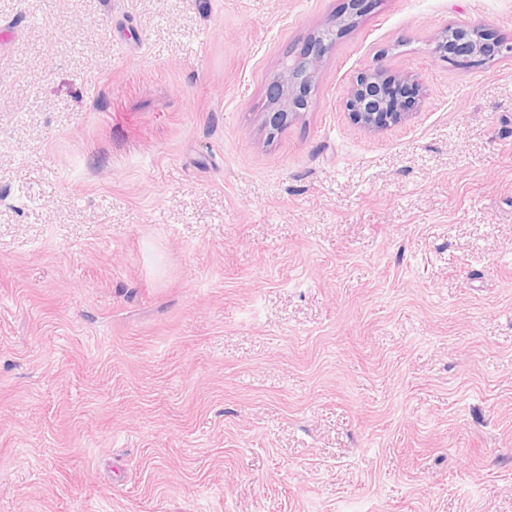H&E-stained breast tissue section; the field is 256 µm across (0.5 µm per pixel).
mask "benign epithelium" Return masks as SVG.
<instances>
[{
  "instance_id": "7a95c632",
  "label": "benign epithelium",
  "mask_w": 512,
  "mask_h": 512,
  "mask_svg": "<svg viewBox=\"0 0 512 512\" xmlns=\"http://www.w3.org/2000/svg\"><path fill=\"white\" fill-rule=\"evenodd\" d=\"M371 2L347 0L345 12L336 17L334 27L312 35L296 55L283 62L281 72L266 89L269 111L264 113V126L269 135L309 108L311 84L335 36L353 26ZM433 53L454 66L475 68L497 57L511 56L512 44L480 24H454L436 38ZM416 95L417 87L410 79L376 71L357 79L346 107L354 123L379 130L401 122Z\"/></svg>"
}]
</instances>
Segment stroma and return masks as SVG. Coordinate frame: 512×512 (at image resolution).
Segmentation results:
<instances>
[{
    "mask_svg": "<svg viewBox=\"0 0 512 512\" xmlns=\"http://www.w3.org/2000/svg\"><path fill=\"white\" fill-rule=\"evenodd\" d=\"M0 0V512H512V0ZM421 87L402 124L360 74ZM373 0H348L345 12L336 17L334 28L313 34L301 50L283 62L281 72L266 89L269 112L264 114V126L274 135L288 125L300 112L309 108L311 84L324 57L332 48L335 36L353 26ZM433 53L454 66L475 68L496 57L511 56L512 44L480 24H454L436 38ZM406 88L408 98L393 95L395 87ZM417 95V87L408 78L383 71L365 73L350 90L346 107L351 120L367 130H379L401 122Z\"/></svg>",
    "mask_w": 512,
    "mask_h": 512,
    "instance_id": "stroma-1",
    "label": "stroma"
}]
</instances>
